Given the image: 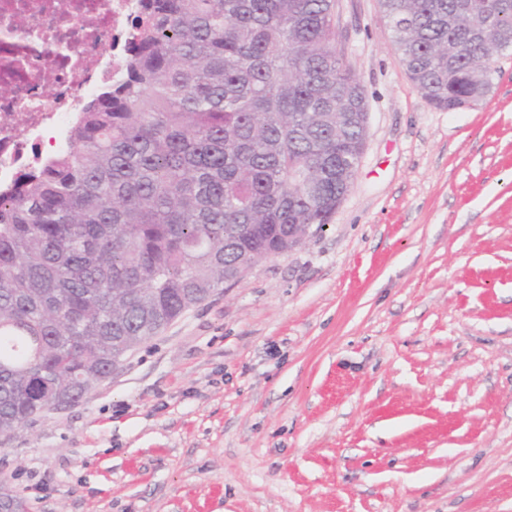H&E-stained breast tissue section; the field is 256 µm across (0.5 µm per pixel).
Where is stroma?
I'll return each mask as SVG.
<instances>
[{
    "instance_id": "obj_1",
    "label": "stroma",
    "mask_w": 512,
    "mask_h": 512,
    "mask_svg": "<svg viewBox=\"0 0 512 512\" xmlns=\"http://www.w3.org/2000/svg\"><path fill=\"white\" fill-rule=\"evenodd\" d=\"M366 146L329 224L0 435L28 512H512V51L448 112L336 0Z\"/></svg>"
}]
</instances>
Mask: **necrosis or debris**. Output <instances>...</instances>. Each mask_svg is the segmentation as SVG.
Returning <instances> with one entry per match:
<instances>
[{"label": "necrosis or debris", "mask_w": 512, "mask_h": 512, "mask_svg": "<svg viewBox=\"0 0 512 512\" xmlns=\"http://www.w3.org/2000/svg\"><path fill=\"white\" fill-rule=\"evenodd\" d=\"M139 0H0V185L57 147L78 102L119 72Z\"/></svg>", "instance_id": "4bbe7bcc"}]
</instances>
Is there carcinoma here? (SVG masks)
I'll return each instance as SVG.
<instances>
[{"label":"carcinoma","mask_w":512,"mask_h":512,"mask_svg":"<svg viewBox=\"0 0 512 512\" xmlns=\"http://www.w3.org/2000/svg\"><path fill=\"white\" fill-rule=\"evenodd\" d=\"M122 76L0 190V434L77 402L287 224L329 223L367 111L336 0H141ZM409 79L453 111L493 88L512 0H380ZM0 505L26 512L0 491Z\"/></svg>","instance_id":"obj_1"}]
</instances>
